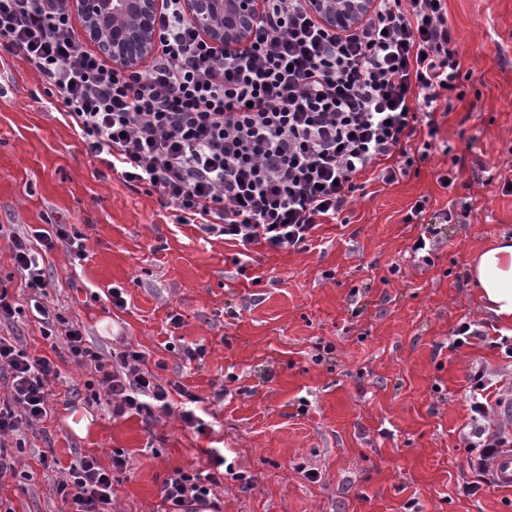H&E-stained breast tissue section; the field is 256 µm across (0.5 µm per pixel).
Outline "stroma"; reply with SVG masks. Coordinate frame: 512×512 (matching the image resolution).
I'll list each match as a JSON object with an SVG mask.
<instances>
[{
	"label": "stroma",
	"mask_w": 512,
	"mask_h": 512,
	"mask_svg": "<svg viewBox=\"0 0 512 512\" xmlns=\"http://www.w3.org/2000/svg\"><path fill=\"white\" fill-rule=\"evenodd\" d=\"M447 10L465 97L437 112L439 148L398 182L364 183L306 249L255 244L244 261L233 242L177 223L147 186L114 176L0 47V225L27 238L54 224L82 233L85 260L60 244L44 256L49 305L103 353L143 351L161 382L200 397L209 424L200 434L175 414L116 418L65 397L89 375L59 348L47 419L0 437L15 466L0 507L68 512L56 492L64 469L84 454L111 466L118 450L127 466L112 474L114 512H159L166 478L220 448L251 486L225 478L219 512H512V490L469 494L477 476L462 440L472 368L512 382V360L493 345L512 326L469 277L482 248L512 238V0H447ZM448 170L457 179L446 188ZM419 200L423 222H407ZM428 223L442 241L425 264L411 247ZM0 286L20 309L0 319V336L49 354L5 236ZM112 287L125 307L103 300ZM463 322L483 336L452 348ZM186 347L202 348L201 361H183ZM48 449L56 468L39 461Z\"/></svg>",
	"instance_id": "1"
}]
</instances>
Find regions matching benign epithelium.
<instances>
[{"instance_id":"1","label":"benign epithelium","mask_w":512,"mask_h":512,"mask_svg":"<svg viewBox=\"0 0 512 512\" xmlns=\"http://www.w3.org/2000/svg\"><path fill=\"white\" fill-rule=\"evenodd\" d=\"M77 18L83 37L106 53L112 63L138 69L156 50V21L162 0H59ZM373 0H305L309 13L338 32L360 21ZM190 23L212 44H247L257 21L259 0H184Z\"/></svg>"}]
</instances>
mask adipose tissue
<instances>
[{
    "label": "adipose tissue",
    "mask_w": 512,
    "mask_h": 512,
    "mask_svg": "<svg viewBox=\"0 0 512 512\" xmlns=\"http://www.w3.org/2000/svg\"><path fill=\"white\" fill-rule=\"evenodd\" d=\"M471 274L487 311L512 320V242L500 240L481 250L471 264Z\"/></svg>",
    "instance_id": "ef3b65f1"
}]
</instances>
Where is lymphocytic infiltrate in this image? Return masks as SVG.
I'll return each mask as SVG.
<instances>
[{"mask_svg":"<svg viewBox=\"0 0 512 512\" xmlns=\"http://www.w3.org/2000/svg\"><path fill=\"white\" fill-rule=\"evenodd\" d=\"M251 39L241 49L212 45L190 24L183 0H163L159 49L147 68L106 65L76 38L71 16L56 0H0V46L24 58L63 120L90 154L123 181L146 184L195 224L242 247L301 248L318 226L335 221L358 189L356 178L379 167L382 181L407 174L415 159L405 139L425 129L424 150L438 135L435 114L452 110L461 64L452 47L445 0H374L373 12L345 32L325 27L303 0H261ZM14 260L43 337L61 342L71 361L89 370L90 400L113 416L171 412L172 395L187 398L179 415L204 430L198 396L165 386L144 352L126 347L103 355L80 326L53 328L43 298L52 280L38 254L13 235ZM56 363L32 356L0 336V436L33 426L48 413ZM491 379L469 375L470 429L463 440L471 470L512 447V434L492 429ZM213 470L178 469L165 480L167 512H209L224 475L220 449H208ZM111 467L83 455L67 469L57 493L71 512H112Z\"/></svg>","mask_w":512,"mask_h":512,"instance_id":"f902f5d3","label":"lymphocytic infiltrate"}]
</instances>
